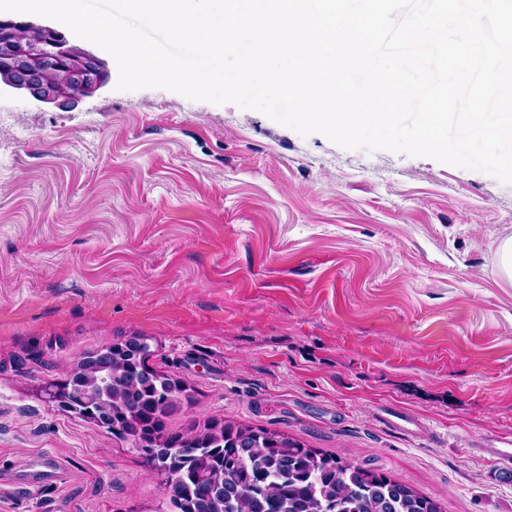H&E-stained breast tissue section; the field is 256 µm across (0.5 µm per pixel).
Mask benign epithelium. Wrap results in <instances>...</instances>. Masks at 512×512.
<instances>
[{
    "label": "benign epithelium",
    "instance_id": "obj_1",
    "mask_svg": "<svg viewBox=\"0 0 512 512\" xmlns=\"http://www.w3.org/2000/svg\"><path fill=\"white\" fill-rule=\"evenodd\" d=\"M30 27L20 38L16 29ZM77 71L71 85L52 81L49 63ZM110 72L94 53L74 45L58 28L0 19V92L22 91L44 104L88 96L108 84Z\"/></svg>",
    "mask_w": 512,
    "mask_h": 512
}]
</instances>
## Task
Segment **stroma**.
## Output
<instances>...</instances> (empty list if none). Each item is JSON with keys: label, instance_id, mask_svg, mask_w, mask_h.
Returning <instances> with one entry per match:
<instances>
[{"label": "stroma", "instance_id": "stroma-1", "mask_svg": "<svg viewBox=\"0 0 512 512\" xmlns=\"http://www.w3.org/2000/svg\"><path fill=\"white\" fill-rule=\"evenodd\" d=\"M512 185L108 84L0 95V512H169L137 451L48 402L152 337L211 419L284 432L437 499L512 512ZM476 448L497 460H512V436L507 434H491L481 438Z\"/></svg>", "mask_w": 512, "mask_h": 512}]
</instances>
